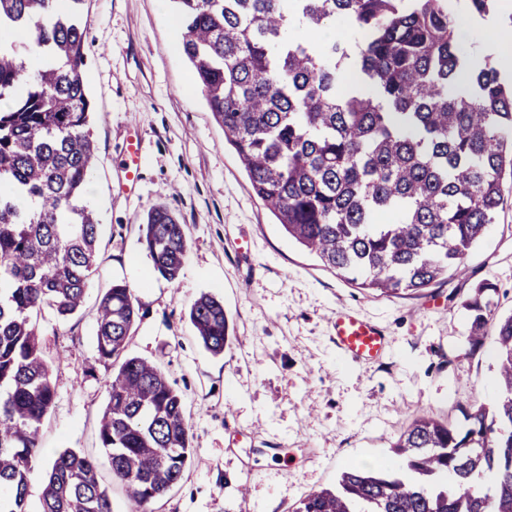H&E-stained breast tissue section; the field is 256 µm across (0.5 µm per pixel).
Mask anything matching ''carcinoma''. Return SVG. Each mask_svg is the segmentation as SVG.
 <instances>
[{"instance_id": "obj_1", "label": "carcinoma", "mask_w": 512, "mask_h": 512, "mask_svg": "<svg viewBox=\"0 0 512 512\" xmlns=\"http://www.w3.org/2000/svg\"><path fill=\"white\" fill-rule=\"evenodd\" d=\"M85 0H0V512H29L39 426L56 393L38 321L66 318L87 292L98 220L84 198L96 147L85 64ZM182 50L224 142L289 236L336 274L387 294L461 272L495 223L512 175V85L488 60L467 68L448 0H174ZM330 25L319 45L298 34ZM45 63L38 69L30 59ZM353 70L369 96L345 90ZM143 244L154 271L178 278L187 240L156 205ZM483 284L464 302L470 355L494 313ZM101 358L116 369L99 427L127 512L179 482L193 455L180 393L152 363L124 355L139 308L112 283L99 304ZM189 318L214 355L231 328L201 295ZM500 399L464 423L423 412L395 452L406 470L355 466L293 512H512V315L495 325ZM40 512H112L92 460L66 449L46 474Z\"/></svg>"}]
</instances>
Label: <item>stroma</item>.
<instances>
[{
  "label": "stroma",
  "mask_w": 512,
  "mask_h": 512,
  "mask_svg": "<svg viewBox=\"0 0 512 512\" xmlns=\"http://www.w3.org/2000/svg\"><path fill=\"white\" fill-rule=\"evenodd\" d=\"M84 13L98 149L87 201L98 247L81 307L39 321L56 399L41 427L31 512L66 448L93 459L113 512H125L126 491L113 483L98 438L112 364L97 352V309L116 280L140 307L126 353L155 361L183 394L195 450L154 512H293L303 494L335 487L350 466H402L394 444L421 412L459 423L471 399L498 401L496 345L486 340L465 356L462 302L487 281L495 316L512 314L511 179L462 273L419 293L357 287L275 223L204 97L183 96L195 79L173 10L156 0H85ZM130 135L143 142L144 176L122 194L118 163ZM158 204L177 215L188 244L173 283L154 272L142 241ZM204 293L223 300L233 329L220 356L203 348L188 319ZM347 309L385 328L391 346L383 359L354 363L337 349L331 320Z\"/></svg>",
  "instance_id": "stroma-1"
}]
</instances>
